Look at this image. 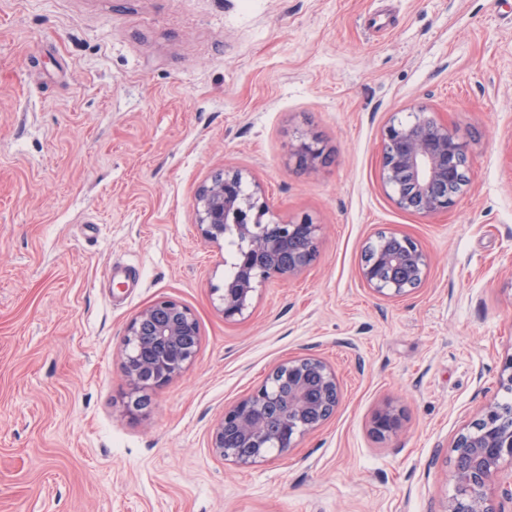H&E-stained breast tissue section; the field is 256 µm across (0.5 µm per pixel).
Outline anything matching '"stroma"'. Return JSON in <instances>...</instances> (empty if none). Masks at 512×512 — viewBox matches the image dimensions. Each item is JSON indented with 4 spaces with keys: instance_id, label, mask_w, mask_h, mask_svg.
Wrapping results in <instances>:
<instances>
[{
    "instance_id": "obj_1",
    "label": "stroma",
    "mask_w": 512,
    "mask_h": 512,
    "mask_svg": "<svg viewBox=\"0 0 512 512\" xmlns=\"http://www.w3.org/2000/svg\"><path fill=\"white\" fill-rule=\"evenodd\" d=\"M419 106L468 149L433 217L380 175L386 124ZM227 169L323 227L232 320V252L195 208ZM381 232L429 258L397 300L360 276ZM162 297L198 352L133 416L117 354ZM293 357L335 371L332 415L288 454L216 456L224 409ZM511 358L512 0H0V512H442ZM388 406L403 428L380 438Z\"/></svg>"
}]
</instances>
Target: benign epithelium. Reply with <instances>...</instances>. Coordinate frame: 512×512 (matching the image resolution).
<instances>
[{
    "label": "benign epithelium",
    "mask_w": 512,
    "mask_h": 512,
    "mask_svg": "<svg viewBox=\"0 0 512 512\" xmlns=\"http://www.w3.org/2000/svg\"><path fill=\"white\" fill-rule=\"evenodd\" d=\"M301 165L315 162L322 147L304 139L293 149ZM380 165L395 205L423 215L445 212L463 186L468 151L448 125L419 110L413 120L393 119L382 137ZM269 212L258 191L243 189V173L226 170L204 185L196 197L197 223L203 236L217 242L229 235L238 242L232 266L236 274L218 289L224 318L243 315L256 288L270 280L299 275L316 258L321 225L308 216L297 221H264ZM428 257L419 243L401 233H384L365 248L361 278L376 294L400 298L427 278ZM199 344L197 321L189 308L162 297L131 320L121 353V366L141 411L148 392L181 375L193 362ZM339 401L335 372L313 357L278 365L250 396L224 410L215 424L209 447L214 454L241 465L263 460L273 449L281 455L296 447L333 413ZM402 428L399 411L387 407L373 418L379 437ZM451 478L455 493L444 512H501L490 486L505 466L512 467V413L490 405L479 427L461 433L452 445Z\"/></svg>",
    "instance_id": "7a95c632"
}]
</instances>
